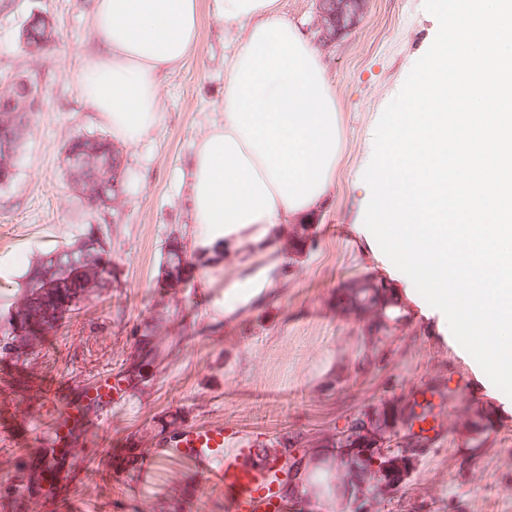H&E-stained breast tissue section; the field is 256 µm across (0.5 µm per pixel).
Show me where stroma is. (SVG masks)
<instances>
[{"instance_id": "obj_1", "label": "stroma", "mask_w": 512, "mask_h": 512, "mask_svg": "<svg viewBox=\"0 0 512 512\" xmlns=\"http://www.w3.org/2000/svg\"><path fill=\"white\" fill-rule=\"evenodd\" d=\"M92 2L0 0V88L30 77L42 103L12 179L0 183V313L19 300L37 259L87 232L104 239L109 259L102 291L73 304L32 354L0 363V419L14 427L0 439V489L35 483L20 465L54 424L45 387L61 378L85 387L108 371L131 390L88 438L72 484L80 512H186L185 491L198 478L180 462L160 464L146 481L117 466L105 481L88 466L117 462L132 446L148 450L175 424L220 418L251 430L259 447L311 457L368 405L422 395L441 378L452 395L436 403L439 437L379 512H512V405L449 338L446 317L424 298L407 303L374 365L361 325L338 306L348 278L384 279L393 269L364 224L370 195L355 173L374 153L382 112L436 36L423 0H367L359 23L329 46L318 41L317 0H280L282 16L317 44L335 96L336 181L301 254L242 246L217 257L198 251L189 165L194 142L223 118L224 58L236 34L215 19L212 0H199L198 51L164 78L158 127L121 146L118 205L92 208L63 172L70 137L106 133L77 80L79 55L93 47ZM35 12L49 18L52 41L31 57L20 34ZM174 239L190 261L178 283L164 275ZM148 351L155 362L145 368L139 356ZM468 406L493 414L478 448L457 418Z\"/></svg>"}]
</instances>
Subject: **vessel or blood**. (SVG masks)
Instances as JSON below:
<instances>
[{"label":"vessel or blood","mask_w":512,"mask_h":512,"mask_svg":"<svg viewBox=\"0 0 512 512\" xmlns=\"http://www.w3.org/2000/svg\"><path fill=\"white\" fill-rule=\"evenodd\" d=\"M112 390L108 373L72 397L54 389L59 417L41 448V480L47 491L67 484L73 465L83 457L90 423L110 416L116 405ZM167 460L183 462L221 494L226 512H288L282 498L288 479L285 454L258 453L248 431L226 428L223 420L170 428L148 454L134 456L131 467L145 474Z\"/></svg>","instance_id":"1"}]
</instances>
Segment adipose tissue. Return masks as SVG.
<instances>
[{
	"label": "adipose tissue",
	"instance_id": "adipose-tissue-1",
	"mask_svg": "<svg viewBox=\"0 0 512 512\" xmlns=\"http://www.w3.org/2000/svg\"><path fill=\"white\" fill-rule=\"evenodd\" d=\"M213 14L236 29L237 47L224 61V117L193 147L189 205L219 251L313 220L341 131L321 57L278 0H213ZM91 22L83 104L114 140L136 145L161 122V76L199 47V0H94Z\"/></svg>",
	"mask_w": 512,
	"mask_h": 512
}]
</instances>
